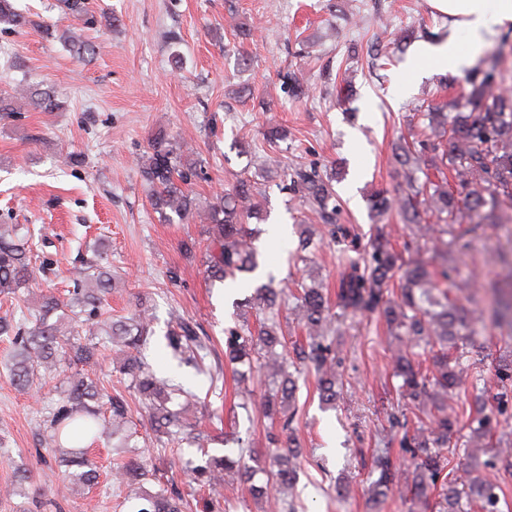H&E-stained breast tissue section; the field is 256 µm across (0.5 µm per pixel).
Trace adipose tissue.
<instances>
[{"label": "adipose tissue", "mask_w": 512, "mask_h": 512, "mask_svg": "<svg viewBox=\"0 0 512 512\" xmlns=\"http://www.w3.org/2000/svg\"><path fill=\"white\" fill-rule=\"evenodd\" d=\"M433 7L448 16V34L436 43H419L411 65L416 74L429 70L456 72L472 62L474 51L491 43L498 33L512 28V0H431ZM465 32L467 45L457 34Z\"/></svg>", "instance_id": "obj_1"}]
</instances>
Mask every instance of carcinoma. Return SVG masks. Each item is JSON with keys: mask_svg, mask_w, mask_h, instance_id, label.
I'll list each match as a JSON object with an SVG mask.
<instances>
[{"mask_svg": "<svg viewBox=\"0 0 512 512\" xmlns=\"http://www.w3.org/2000/svg\"><path fill=\"white\" fill-rule=\"evenodd\" d=\"M63 6L87 26L98 22L97 12L90 9L87 0H64ZM30 23L32 19L17 9L14 0H0V25L4 29ZM64 42L80 58L95 52L91 43L78 37L68 36ZM508 80L512 75L507 77L498 70L493 52L482 77L466 79L471 112L450 119L444 112L447 105L431 107L427 113L429 134L419 140V145L434 152L431 168L437 179L420 181L418 158L409 146L401 147L397 155L403 182L401 196L375 192L369 199L373 217L381 220L396 211L414 239L437 247L443 244V236L454 235L463 224L484 223L488 218L486 209L512 205V96L499 92ZM282 81L296 98L308 92L309 79L299 68L285 72ZM28 98L33 109L40 112L60 108L49 86L29 88ZM445 141L450 148L442 150ZM450 174L457 181V192L448 189ZM141 175L151 186L152 205L160 217L169 220L174 214L183 220L198 214L196 198L184 188L196 175V161L165 133L153 139L152 153L141 164ZM289 176L292 197L327 224L331 236L349 238L352 248H358V238L351 236L350 228L337 223L340 204L331 180L324 178L315 165L295 167ZM260 195L258 187L241 180L233 192L204 211V220L210 224L206 271L212 280L244 282L259 269L256 235L248 220L261 210L256 201ZM78 274L80 283L68 302L44 294L39 305L28 309L21 320L0 317V336L8 337L12 344L9 375L21 389L29 388L37 379L55 380L60 385L59 399L37 409L36 420L40 441L58 453V464L52 470L55 479H73L88 489L96 485L98 470L88 450L99 439L112 438L116 440L112 448L113 483L135 485L149 476L151 453L147 444L133 442L138 431L130 406L83 373L65 374L64 367L93 362L99 354L95 339H109L122 353L115 371L138 394L157 442L164 437L172 442L180 434L194 433L191 407L196 394L171 379L157 377L145 361L143 350L153 333V316L146 301H139L130 317L114 318L102 309L103 301L112 294V273L102 264V256L96 254L84 262ZM35 281L36 266L28 240L20 236L17 225L0 224V295L13 298ZM448 282V268L433 272L422 264L406 263L389 234L380 229L365 245L361 257L349 261L338 281L336 298L345 311L378 314L390 333L403 339L404 348L392 355L394 374L401 379L398 389L419 410L428 406L434 410V421L427 429L409 427L405 416L388 415V442L399 440L400 447L411 455L413 471L407 488L424 500L437 489L447 466L444 449L458 433V418L448 399L469 381L477 393L468 415L464 451L471 455L480 450L491 453L492 458L484 462V468L491 472L448 482L439 512H471L474 500L480 512H500V472L512 475V446L490 447L496 423L485 411V389L478 388L481 378L469 374L466 351L460 345L471 324L470 310L449 296ZM274 283L275 277L268 275V282L257 286L254 295L240 303L264 312L265 317L256 330L238 322L225 328L224 356L234 366H246L250 371L257 367L279 377L277 386L259 404L258 413L268 420L266 438L272 446L268 466L276 469L280 486L291 490L302 449L296 444L292 428L296 379L288 371V354L278 351L283 346L278 311L288 305V296ZM294 300L291 315L306 333L305 343L295 349L296 360L314 372L321 403L334 407L340 395L342 357L332 336L324 289L316 283L304 285ZM493 317L512 339L511 296L499 300ZM165 340L179 363L193 366L214 383L218 381V376L204 367L208 338L198 335L193 324L179 323ZM420 344L435 351L432 366L424 371L414 359L413 348ZM498 380L496 399L503 406L512 405V356L498 360ZM235 442L236 453L215 456L200 447L199 462H184L192 482L208 491L199 502L200 512H215L222 498L220 488L226 482L250 484L253 496L264 501L269 512H295L294 501L274 496L266 484L252 483L255 467L261 462L255 458L254 465H247L242 438ZM372 467L378 473L372 484V501L378 505L399 486V469L389 448L375 450ZM183 508L180 492L158 491L135 497L127 512H183Z\"/></svg>", "mask_w": 512, "mask_h": 512, "instance_id": "carcinoma-1", "label": "carcinoma"}]
</instances>
